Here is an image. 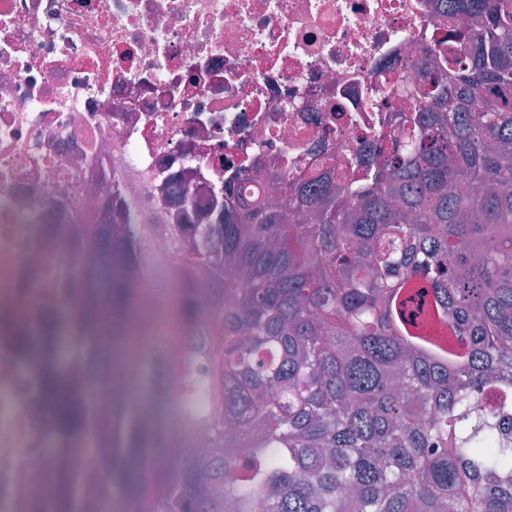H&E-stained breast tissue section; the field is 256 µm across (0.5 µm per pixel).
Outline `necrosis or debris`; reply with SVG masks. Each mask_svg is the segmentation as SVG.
<instances>
[{"label":"necrosis or debris","instance_id":"obj_1","mask_svg":"<svg viewBox=\"0 0 512 512\" xmlns=\"http://www.w3.org/2000/svg\"><path fill=\"white\" fill-rule=\"evenodd\" d=\"M437 0H0V312L21 271L30 305L69 252L37 224H116L107 183L159 228L140 297L180 285L161 202L211 206L215 183L277 195L378 142L400 140L413 62L448 31ZM22 409L0 399V512H19Z\"/></svg>","mask_w":512,"mask_h":512}]
</instances>
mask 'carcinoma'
<instances>
[{
  "label": "carcinoma",
  "mask_w": 512,
  "mask_h": 512,
  "mask_svg": "<svg viewBox=\"0 0 512 512\" xmlns=\"http://www.w3.org/2000/svg\"><path fill=\"white\" fill-rule=\"evenodd\" d=\"M438 2L443 17L480 14L483 30L450 22L416 60L420 104L394 116L408 151L372 149L356 181L333 165L297 177L276 202L224 180L204 223L170 225L185 265L177 321H198L207 279L215 307H236L221 342L189 337L152 396L179 400L190 448L144 407L98 401L113 378L102 332L128 324L127 273L149 259L150 225H45L69 243L51 277L70 287L27 311L26 331L0 334L48 419L27 431L43 493L24 512H512V0ZM311 207L318 224L304 223ZM446 309L467 360L455 375L389 327L393 315L436 338Z\"/></svg>",
  "instance_id": "1"
}]
</instances>
